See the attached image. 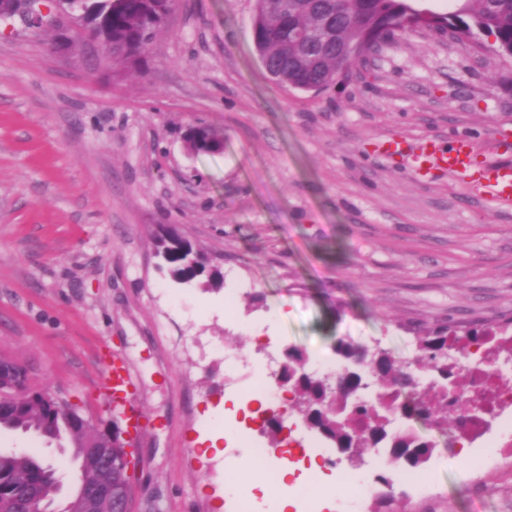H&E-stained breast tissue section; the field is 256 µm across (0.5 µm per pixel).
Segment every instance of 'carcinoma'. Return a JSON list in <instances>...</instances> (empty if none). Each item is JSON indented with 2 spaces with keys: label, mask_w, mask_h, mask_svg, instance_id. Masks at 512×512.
Returning a JSON list of instances; mask_svg holds the SVG:
<instances>
[{
  "label": "carcinoma",
  "mask_w": 512,
  "mask_h": 512,
  "mask_svg": "<svg viewBox=\"0 0 512 512\" xmlns=\"http://www.w3.org/2000/svg\"><path fill=\"white\" fill-rule=\"evenodd\" d=\"M455 11L444 15L448 27L469 38L478 30L496 38L498 51L512 58V0H456ZM100 14L112 15V63L134 62L127 50L137 45L149 50L155 30L165 10L162 0H95ZM408 0H288V10H281L270 0H256L253 39L266 69L283 76L280 84H293L308 91L323 83L351 80L352 72H341L336 66V51L360 44L367 51L382 39L392 41L405 33L402 22L413 17ZM315 16L329 17L336 26L335 41L323 45L313 39H294L290 28L311 24ZM173 277L182 282L203 279L205 289L224 286V274L208 268L196 259L197 252L155 239ZM507 326L474 328L459 336L446 326L425 331L416 338L417 357L412 361H395L381 349L341 340L336 355L345 370L348 388L344 394L334 393L327 381L306 369L305 353L298 348L288 350V363L280 376V388L292 395V409L310 430L338 449H349L356 463L373 450L387 449L389 463H398L411 474L433 455L436 444L412 430L395 433L394 419L422 420L431 427L448 431V417L458 422L476 414V409L463 405L448 414V391L458 390L460 375L448 364L455 347L464 343L481 348L496 337H512ZM377 378L380 390L366 394L368 377ZM0 402L7 412L0 415V429L34 431L49 440L67 438L73 457L84 462L81 481L98 482V470L87 462L90 448H105L106 441L87 426L75 427L67 418L51 409L42 392L25 386L0 388ZM113 468H122L123 493L131 492L128 477L129 460L122 448L112 450ZM0 475L13 482L20 491L33 490L42 497L56 494L58 478L55 470L27 454L0 452Z\"/></svg>",
  "instance_id": "1"
}]
</instances>
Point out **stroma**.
I'll list each match as a JSON object with an SVG mask.
<instances>
[{"label":"stroma","mask_w":512,"mask_h":512,"mask_svg":"<svg viewBox=\"0 0 512 512\" xmlns=\"http://www.w3.org/2000/svg\"><path fill=\"white\" fill-rule=\"evenodd\" d=\"M255 6L178 0L133 67L86 42L55 47L49 28L0 24V357L104 432L117 421L104 373L123 361L144 424L127 440L129 512H237L223 467L248 448L264 449L270 484L314 459L327 485L355 471L369 487L354 503L300 498L296 512H369L382 495L392 512H512V469L474 472L484 449L453 431L418 426L436 449L389 487L375 456L353 466L309 430L289 448L250 415L259 366L224 363L297 347L327 364L340 338L403 360L424 330L512 318V204L412 162L421 143L461 136L477 165L504 159L512 58L482 33L417 30L351 81L301 91L263 68ZM194 126L223 152H189ZM164 224L221 269L223 288L171 278L153 247ZM214 426L221 457L199 443ZM0 450L56 468L58 503L78 482L67 441L2 429Z\"/></svg>","instance_id":"obj_1"}]
</instances>
